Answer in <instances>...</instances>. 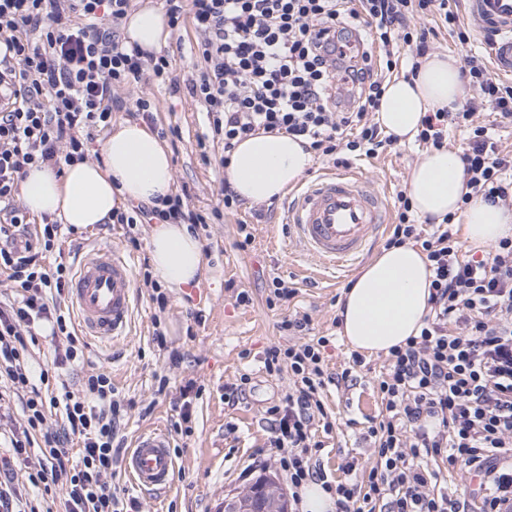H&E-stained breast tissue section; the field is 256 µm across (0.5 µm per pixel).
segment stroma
Here are the masks:
<instances>
[{"label": "stroma", "instance_id": "stroma-1", "mask_svg": "<svg viewBox=\"0 0 512 512\" xmlns=\"http://www.w3.org/2000/svg\"><path fill=\"white\" fill-rule=\"evenodd\" d=\"M199 41L189 22L171 33L164 52L181 82H191L199 74ZM144 94L158 106L153 128L162 133L170 151L175 187H188V210L207 218L194 227L204 252L199 278L188 288L165 289V305L156 303L158 282L146 277L143 266L151 232L147 223H112L71 232L65 239L63 259L78 263L101 243L112 244L131 257L136 297L132 332L109 347L89 341L85 367L110 373L117 393L132 403L118 435L123 450H130L141 429L152 426L171 434L177 450L175 478L167 492L138 491L121 472L114 484L137 497L142 512H216L225 497L242 491L258 477L284 479L277 451L268 445L265 410L268 402L284 397L292 379L285 372L268 376L263 353L274 345L294 344V337L278 328L289 309L309 314L313 336L329 337L324 355L330 372L348 368L351 348L336 324L345 285L309 279L299 272L298 246L283 222L284 200H275L258 220L253 219L248 204L225 211L220 195L224 150L220 144L207 142L208 119L199 104L145 80L120 91L128 100ZM422 154L417 142H397L378 157L361 160L360 166L392 198L406 188ZM244 222L252 224L254 240L242 250L237 246L238 226ZM275 276L298 290L289 307L266 305L267 285ZM242 290L248 293L249 303L237 302ZM158 332L165 336L166 348L157 346L154 335ZM172 349L181 353L180 363H170ZM387 369V355H369L362 367L353 369L351 386L326 387L324 402L335 426L323 435L324 446L315 460L329 481L353 484L367 477L373 450L363 433L369 419L382 409L376 385ZM244 373L251 377V390L242 404L228 406L224 386ZM190 379L201 392L195 401L194 434L185 440L176 433L174 405Z\"/></svg>", "mask_w": 512, "mask_h": 512}]
</instances>
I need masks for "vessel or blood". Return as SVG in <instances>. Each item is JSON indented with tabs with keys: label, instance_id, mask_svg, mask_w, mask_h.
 <instances>
[{
	"label": "vessel or blood",
	"instance_id": "b4317fda",
	"mask_svg": "<svg viewBox=\"0 0 512 512\" xmlns=\"http://www.w3.org/2000/svg\"><path fill=\"white\" fill-rule=\"evenodd\" d=\"M474 26L495 38L493 62L512 74V0H466ZM286 222L305 253L323 272L349 275L372 252L386 229L387 201L358 172L327 171L287 196ZM131 260L109 245L83 260L69 287L70 304L85 335L108 344L127 336L134 312ZM123 470L144 492H162L173 482L175 459L166 432L140 431Z\"/></svg>",
	"mask_w": 512,
	"mask_h": 512
}]
</instances>
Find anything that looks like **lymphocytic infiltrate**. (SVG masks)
<instances>
[{"label":"lymphocytic infiltrate","mask_w":512,"mask_h":512,"mask_svg":"<svg viewBox=\"0 0 512 512\" xmlns=\"http://www.w3.org/2000/svg\"><path fill=\"white\" fill-rule=\"evenodd\" d=\"M135 0H0V512H42V495L62 487V512H140L112 478L124 407L112 379L89 371L79 389L66 377L85 361L86 342L62 296L72 268L62 256L63 227L30 223L15 202L29 166L87 158V143L113 112L154 120L155 102L126 100L121 88L144 80L169 94L188 90L212 117V137L232 152L257 131L307 141L316 157L342 164L375 157L394 143L375 120L394 72L416 75L427 55L433 17L460 45L471 32L448 0H164L171 28L192 22L203 67L181 86L167 56L127 48L119 34ZM367 29L371 43L348 46ZM472 90L464 102L427 113L419 144L441 149L449 127L463 129L468 193L512 206V151L502 150L475 119L479 105L512 122V85L482 55L461 69ZM189 191L167 208L117 212L120 224L145 219L203 223L187 211ZM419 244L431 263L430 311L420 335L391 349L378 382L385 407L365 432L373 465L365 485L331 486L336 512H470L469 500L439 490L444 466L464 464L494 484L479 512H512V236L481 255L463 252L452 217L424 229L406 193H398L386 247ZM311 318L282 319L280 331L302 337L265 350L268 374L289 370L288 393L266 409L270 445L292 492L323 475L311 464L317 429L331 431L320 396L329 340H307ZM50 329L53 358L33 370L31 346Z\"/></svg>","instance_id":"lymphocytic-infiltrate-1"}]
</instances>
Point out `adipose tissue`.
I'll use <instances>...</instances> for the list:
<instances>
[{
    "label": "adipose tissue",
    "mask_w": 512,
    "mask_h": 512,
    "mask_svg": "<svg viewBox=\"0 0 512 512\" xmlns=\"http://www.w3.org/2000/svg\"><path fill=\"white\" fill-rule=\"evenodd\" d=\"M170 36L163 11L151 0H144L125 25L127 43L152 52L166 46ZM460 70L453 55L427 57L413 80L388 82L377 121L398 140L414 138L425 113L464 99ZM101 151L98 163L77 162L60 171L29 167L20 185L28 211L82 231L111 222L114 213L133 204L168 203L174 191L172 162L157 132L139 121L120 122ZM313 160L304 140L260 131L237 144L224 175L240 199L269 202L285 195ZM407 190L420 217L439 222L453 216L469 247L483 248L512 235V212L481 201L463 204L468 188L455 151L425 152L411 170ZM149 252L153 275L169 288L193 283L204 256L201 240L185 223L154 225ZM430 281V263L421 248L404 244L382 250L342 293L341 335L354 350L370 355L405 344L424 325Z\"/></svg>",
    "instance_id": "obj_1"
}]
</instances>
